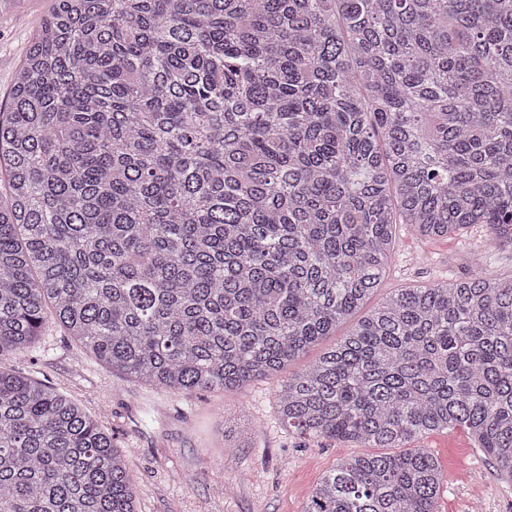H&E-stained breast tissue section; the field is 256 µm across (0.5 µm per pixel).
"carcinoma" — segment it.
<instances>
[{
  "instance_id": "carcinoma-1",
  "label": "carcinoma",
  "mask_w": 512,
  "mask_h": 512,
  "mask_svg": "<svg viewBox=\"0 0 512 512\" xmlns=\"http://www.w3.org/2000/svg\"><path fill=\"white\" fill-rule=\"evenodd\" d=\"M0 112V361L49 321L171 391L274 375L354 314L396 226L512 247V0H52ZM399 288L277 392L383 452L304 512H435L467 432L512 480V278ZM0 512H139L113 437L0 365Z\"/></svg>"
}]
</instances>
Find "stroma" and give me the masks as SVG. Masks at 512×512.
<instances>
[{"label": "stroma", "instance_id": "1", "mask_svg": "<svg viewBox=\"0 0 512 512\" xmlns=\"http://www.w3.org/2000/svg\"><path fill=\"white\" fill-rule=\"evenodd\" d=\"M51 0H0V108ZM477 226L440 239L396 227L394 261L365 304L373 310L398 288L438 284L473 274L470 249L487 245ZM352 327L340 324L285 372L237 390L167 392L113 372L61 327L47 328L26 355L1 361L78 403L111 434L138 493L140 512H303L312 488L358 445L311 442L275 419V395ZM442 467L436 512H512V482L462 430L420 440Z\"/></svg>", "mask_w": 512, "mask_h": 512}]
</instances>
